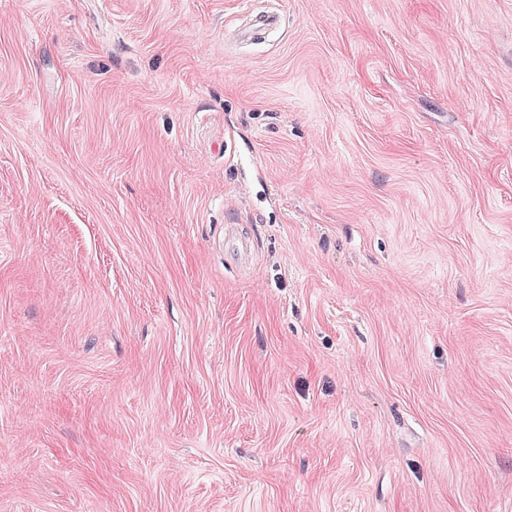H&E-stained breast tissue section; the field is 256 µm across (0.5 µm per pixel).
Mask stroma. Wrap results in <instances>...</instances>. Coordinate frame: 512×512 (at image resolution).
<instances>
[{"instance_id": "35a3bbf8", "label": "stroma", "mask_w": 512, "mask_h": 512, "mask_svg": "<svg viewBox=\"0 0 512 512\" xmlns=\"http://www.w3.org/2000/svg\"><path fill=\"white\" fill-rule=\"evenodd\" d=\"M0 512H512V0H0Z\"/></svg>"}]
</instances>
